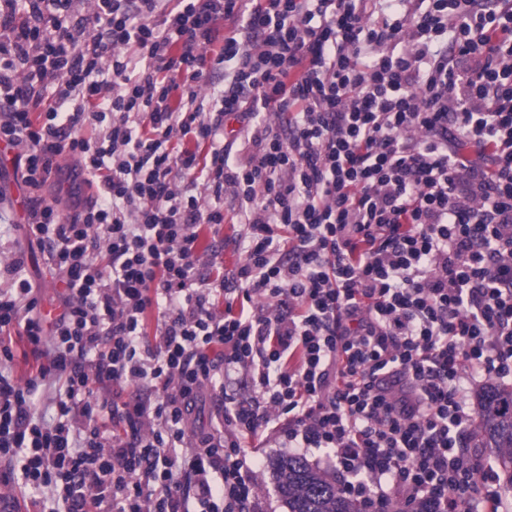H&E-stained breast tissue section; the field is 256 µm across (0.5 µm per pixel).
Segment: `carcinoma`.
Instances as JSON below:
<instances>
[{
    "label": "carcinoma",
    "instance_id": "obj_1",
    "mask_svg": "<svg viewBox=\"0 0 512 512\" xmlns=\"http://www.w3.org/2000/svg\"><path fill=\"white\" fill-rule=\"evenodd\" d=\"M511 402L512 390L494 383L477 393V445L490 449L496 456L499 480L512 491V410L507 407ZM270 466L287 512H363L361 502L340 492L335 474L311 466L300 456L282 453Z\"/></svg>",
    "mask_w": 512,
    "mask_h": 512
}]
</instances>
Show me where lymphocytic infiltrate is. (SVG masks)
Returning <instances> with one entry per match:
<instances>
[{"mask_svg":"<svg viewBox=\"0 0 512 512\" xmlns=\"http://www.w3.org/2000/svg\"><path fill=\"white\" fill-rule=\"evenodd\" d=\"M0 142L92 190L27 203L56 316L0 265V485L35 512H250L280 432L366 512H507L471 394L512 387V0H0ZM228 219L245 259L196 283Z\"/></svg>","mask_w":512,"mask_h":512,"instance_id":"lymphocytic-infiltrate-1","label":"lymphocytic infiltrate"}]
</instances>
